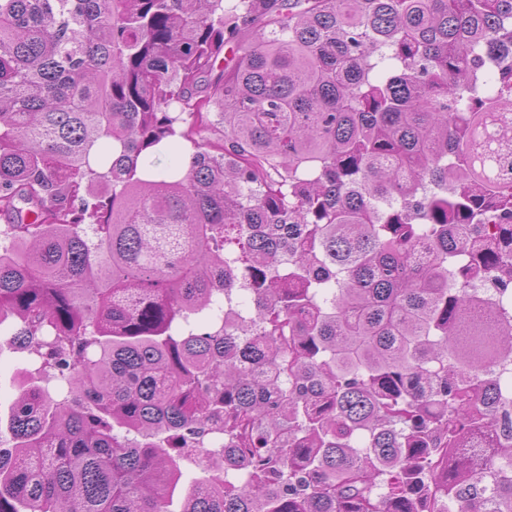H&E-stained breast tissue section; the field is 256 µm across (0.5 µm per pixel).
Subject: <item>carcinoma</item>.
Here are the masks:
<instances>
[{
	"mask_svg": "<svg viewBox=\"0 0 512 512\" xmlns=\"http://www.w3.org/2000/svg\"><path fill=\"white\" fill-rule=\"evenodd\" d=\"M501 109L512 0H0V512H512ZM12 328L14 324L6 322L2 327V336L0 335V436L3 438V440L0 438V444L5 448L13 444L8 426L13 401L18 392V381L23 369L32 368L27 354L22 353L7 341L10 338L7 336L9 335L7 330Z\"/></svg>",
	"mask_w": 512,
	"mask_h": 512,
	"instance_id": "carcinoma-1",
	"label": "carcinoma"
}]
</instances>
